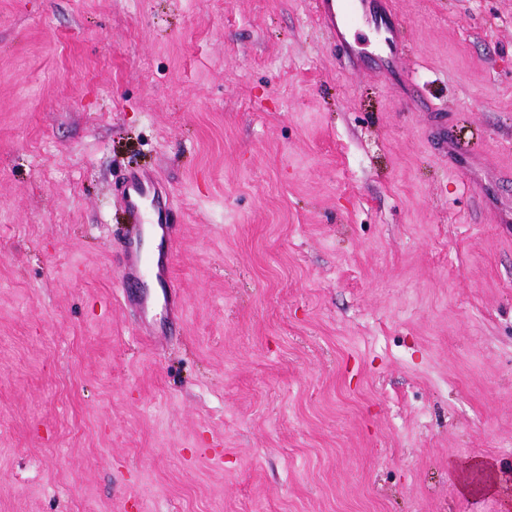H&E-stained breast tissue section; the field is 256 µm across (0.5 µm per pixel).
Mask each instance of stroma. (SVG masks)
<instances>
[{"mask_svg": "<svg viewBox=\"0 0 512 512\" xmlns=\"http://www.w3.org/2000/svg\"><path fill=\"white\" fill-rule=\"evenodd\" d=\"M391 5L401 84L308 0H0V512H512V0ZM130 224H173L167 198H163L158 178L151 173L133 171L124 178L122 196ZM143 238V231H139L136 237L129 241L124 250V275L121 283L124 292H126L130 282L144 281L141 273L142 275L149 274L153 267L154 259L145 251L144 245L141 243Z\"/></svg>", "mask_w": 512, "mask_h": 512, "instance_id": "1", "label": "stroma"}]
</instances>
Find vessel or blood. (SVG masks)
<instances>
[{
    "label": "vessel or blood",
    "mask_w": 512,
    "mask_h": 512,
    "mask_svg": "<svg viewBox=\"0 0 512 512\" xmlns=\"http://www.w3.org/2000/svg\"><path fill=\"white\" fill-rule=\"evenodd\" d=\"M310 8L326 31L348 51L352 67L365 62V51L351 42L352 24L373 28L384 47V60L388 66H400L403 60L402 25L390 11L386 0H310ZM131 223L159 225L170 223V208L162 194L156 176L143 171H133L124 178L122 196ZM124 282L141 281L144 274L153 272L167 277V267L155 266L140 238L129 241L123 253Z\"/></svg>",
    "instance_id": "vessel-or-blood-1"
}]
</instances>
